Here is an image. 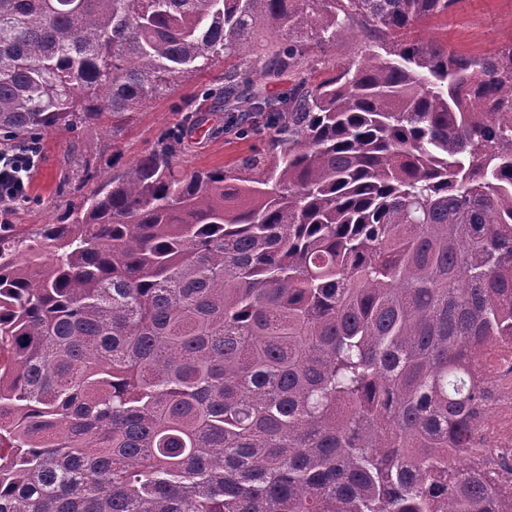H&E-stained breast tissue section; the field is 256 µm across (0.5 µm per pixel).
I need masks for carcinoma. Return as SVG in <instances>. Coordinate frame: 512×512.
<instances>
[{
    "label": "carcinoma",
    "instance_id": "obj_1",
    "mask_svg": "<svg viewBox=\"0 0 512 512\" xmlns=\"http://www.w3.org/2000/svg\"><path fill=\"white\" fill-rule=\"evenodd\" d=\"M457 0H0V135L122 123L218 59L185 126L33 238L0 225V512H512L470 457L512 344V44ZM359 25V59L270 95ZM415 31L459 54L484 55L512 40V0H459L448 15L425 19ZM210 119L206 129L212 125L216 133L212 136L202 132L193 134L186 145V151L182 156L181 165L185 173L195 170H212L233 168L238 161L250 154L267 153L266 138L253 136L252 138H237L233 134H224V112L210 111ZM218 131V132H217Z\"/></svg>",
    "mask_w": 512,
    "mask_h": 512
}]
</instances>
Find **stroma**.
<instances>
[{"instance_id":"1","label":"stroma","mask_w":512,"mask_h":512,"mask_svg":"<svg viewBox=\"0 0 512 512\" xmlns=\"http://www.w3.org/2000/svg\"><path fill=\"white\" fill-rule=\"evenodd\" d=\"M416 32L435 39L450 50L465 55H484L512 42V0H458L447 15L421 21ZM362 34L352 28L337 40L333 50L312 49L301 71L273 80L268 89L278 94L299 77L318 82L357 56ZM227 62L195 72L188 81L121 125L101 119L96 125L75 131L55 130L43 135L41 161L34 171L25 200L0 205V221L15 225L18 232L32 235L67 209L93 193L106 179L126 169L152 150L173 125L189 122L194 114L208 112L213 135L194 134L186 145L181 165L184 172L231 168L251 154L267 153L265 138H238L224 133V114L214 111L205 91L224 84Z\"/></svg>"}]
</instances>
